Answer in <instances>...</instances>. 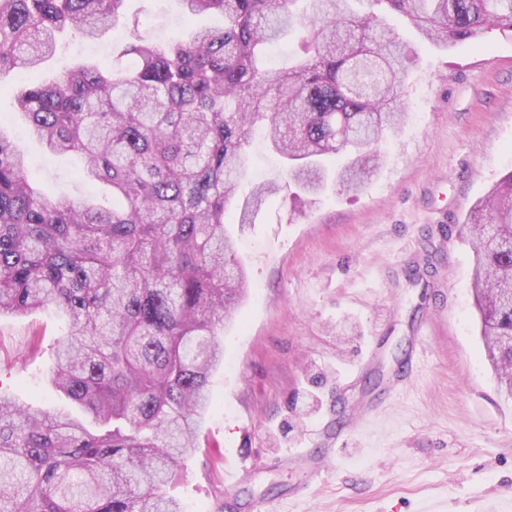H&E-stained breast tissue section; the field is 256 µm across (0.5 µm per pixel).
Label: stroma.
<instances>
[{"label":"stroma","mask_w":512,"mask_h":512,"mask_svg":"<svg viewBox=\"0 0 512 512\" xmlns=\"http://www.w3.org/2000/svg\"><path fill=\"white\" fill-rule=\"evenodd\" d=\"M129 12L165 39L223 24L183 14L178 0H129ZM390 24L408 50L411 110L382 143L380 172L355 195L288 187L238 237L249 293L224 328L196 446L168 488L185 512H512V404L482 354L461 229L512 172V35L445 49L420 43L402 18ZM121 41L93 45L70 30L42 67L0 76V121L47 196L108 189L76 177L78 158L26 137L13 93L79 61L111 67ZM280 171L255 137L240 195ZM63 338L55 310L0 316V393L82 417L44 379ZM373 398L378 431L341 439L308 485L295 453ZM243 464L248 477L226 490L225 470Z\"/></svg>","instance_id":"stroma-1"}]
</instances>
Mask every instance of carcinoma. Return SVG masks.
<instances>
[{
    "instance_id": "cac0c4a2",
    "label": "carcinoma",
    "mask_w": 512,
    "mask_h": 512,
    "mask_svg": "<svg viewBox=\"0 0 512 512\" xmlns=\"http://www.w3.org/2000/svg\"><path fill=\"white\" fill-rule=\"evenodd\" d=\"M126 0H0V76L40 66L74 29L128 24ZM224 26L175 43L138 31L104 70L78 64L15 96L28 134L83 160L112 189L44 197L0 122V315L55 309L67 322L45 380L101 427L0 395V512H183L164 488L211 403L224 321L246 295L225 224L255 128L306 195L359 191L404 120V48L388 15L452 48L512 34V0H181ZM296 35L278 71L268 46ZM276 180L236 209L254 223ZM471 288L500 395L512 399V172L468 214Z\"/></svg>"
}]
</instances>
